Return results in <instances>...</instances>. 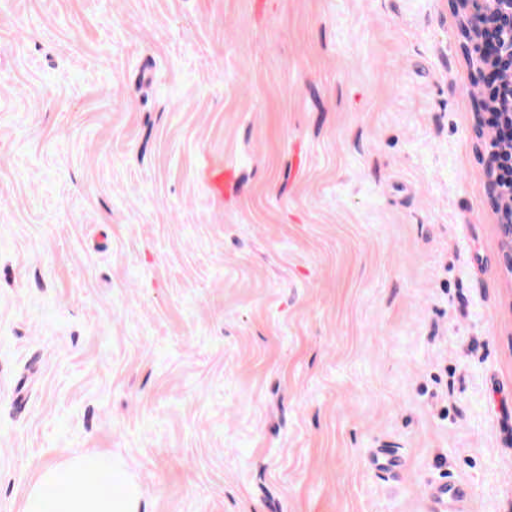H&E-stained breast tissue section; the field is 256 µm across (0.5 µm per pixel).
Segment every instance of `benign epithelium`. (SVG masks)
<instances>
[{
    "mask_svg": "<svg viewBox=\"0 0 512 512\" xmlns=\"http://www.w3.org/2000/svg\"><path fill=\"white\" fill-rule=\"evenodd\" d=\"M460 20L465 52L477 83L495 82V89L479 99V109L495 108L512 123V0H451ZM476 138L486 148L485 176L497 215L503 269L512 274V183H499L500 167L512 165V143H501L476 125Z\"/></svg>",
    "mask_w": 512,
    "mask_h": 512,
    "instance_id": "7a95c632",
    "label": "benign epithelium"
}]
</instances>
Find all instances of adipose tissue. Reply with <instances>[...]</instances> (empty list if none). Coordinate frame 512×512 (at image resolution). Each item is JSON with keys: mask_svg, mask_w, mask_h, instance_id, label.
<instances>
[{"mask_svg": "<svg viewBox=\"0 0 512 512\" xmlns=\"http://www.w3.org/2000/svg\"><path fill=\"white\" fill-rule=\"evenodd\" d=\"M142 498L131 475L109 457L89 454L42 468L23 512H140Z\"/></svg>", "mask_w": 512, "mask_h": 512, "instance_id": "adipose-tissue-1", "label": "adipose tissue"}]
</instances>
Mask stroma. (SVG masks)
I'll list each match as a JSON object with an SVG mask.
<instances>
[{
  "instance_id": "stroma-1",
  "label": "stroma",
  "mask_w": 512,
  "mask_h": 512,
  "mask_svg": "<svg viewBox=\"0 0 512 512\" xmlns=\"http://www.w3.org/2000/svg\"><path fill=\"white\" fill-rule=\"evenodd\" d=\"M473 90L450 0H0V512H512ZM142 498L141 486L112 459L89 454L42 468L22 512H141Z\"/></svg>"
}]
</instances>
